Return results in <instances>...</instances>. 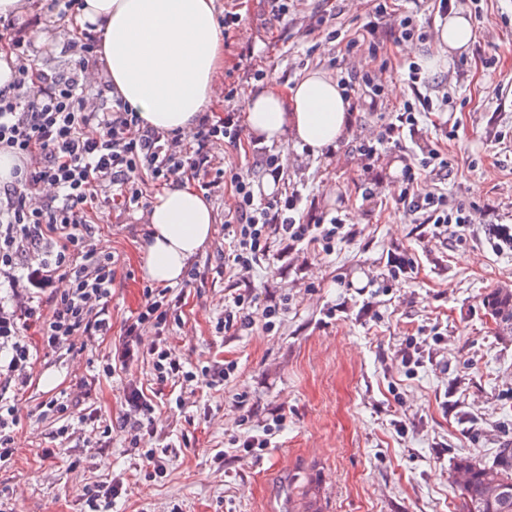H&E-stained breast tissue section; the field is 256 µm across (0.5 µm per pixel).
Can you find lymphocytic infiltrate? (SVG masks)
I'll return each mask as SVG.
<instances>
[{"label":"lymphocytic infiltrate","instance_id":"1","mask_svg":"<svg viewBox=\"0 0 512 512\" xmlns=\"http://www.w3.org/2000/svg\"><path fill=\"white\" fill-rule=\"evenodd\" d=\"M10 61V82L0 88V151L18 163L11 179L0 182V289H9L8 303L0 302V377L24 385L33 357L31 336L54 349L74 336H104L112 325L102 301L112 294L117 270L111 255L91 241L89 213L101 201L122 199L138 204L146 183H168L184 176L206 180L214 169L213 142H239L241 126L235 113L213 122L201 117L194 142L185 145L179 132L144 124L138 112L120 96L104 100L90 82L101 50V39L83 29L65 49L75 61L60 71L39 65V52L23 28H15L4 45ZM441 103L427 96L404 101L392 109L374 144H401L418 129L422 112L441 111ZM429 152L419 165H407L402 200L413 210L425 211L435 227L467 223L462 207L450 205L438 191H422L421 173L438 160ZM234 203L227 223L234 233L233 268L252 270L268 257L273 244L284 252L299 245L316 246L328 254L344 228L342 218L304 223L299 190L269 199L255 197L247 177L225 176ZM65 289H57L59 279ZM146 303L124 324L125 341L117 353L120 365L136 356L133 341L145 325L163 328L178 316L181 293L171 288H149ZM250 292L235 294L224 308V329L236 326L264 329L276 326L280 308L264 306L254 313Z\"/></svg>","mask_w":512,"mask_h":512}]
</instances>
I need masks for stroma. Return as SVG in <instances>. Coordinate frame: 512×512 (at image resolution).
<instances>
[{"instance_id":"obj_1","label":"stroma","mask_w":512,"mask_h":512,"mask_svg":"<svg viewBox=\"0 0 512 512\" xmlns=\"http://www.w3.org/2000/svg\"><path fill=\"white\" fill-rule=\"evenodd\" d=\"M375 2L293 0L278 18L267 0H215L241 21L224 41L210 115L244 114L241 93L256 85L249 67L281 85L312 70H364L368 42L348 55L328 33L354 34ZM48 4L30 0L24 16L35 44L57 46L42 63L65 71L72 57L62 46L79 25ZM464 10L475 26L467 52L422 70L414 88L403 70L383 72L380 110L352 98V134L331 155L271 144L286 160L275 190H302L305 223L338 215L347 224L331 254L285 256L276 245L251 273L257 304L281 307L278 330L219 326L240 289L224 265L233 194L220 183L208 197L213 237L192 262L197 279L179 320L145 327L143 359L112 371L123 325L145 304V226L139 209L97 210L92 241L118 271L106 304L112 330L82 348L39 350L27 386L7 388L17 423L14 453L0 462V512H285L291 484L315 488L322 512H457L456 461L489 462L512 443V329L487 306L492 293L512 292V250H493L488 235L493 224L512 228V0H470ZM416 93L447 97L446 111L422 114L416 138L363 159L359 147L377 136L386 111ZM257 148L245 132L237 146L221 142L212 153L218 168L258 185ZM432 149L448 161L438 190L471 218L439 235L398 200L405 165ZM158 341L185 370L207 372V382L156 386L146 352ZM136 388L156 406L142 415L143 430L106 432L130 416L126 399ZM55 397L67 412L45 415ZM268 427L272 446L261 455L228 452L231 437ZM152 448L166 449L164 469L148 462ZM115 480L121 495L106 496Z\"/></svg>"}]
</instances>
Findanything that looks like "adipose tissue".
<instances>
[{"mask_svg": "<svg viewBox=\"0 0 512 512\" xmlns=\"http://www.w3.org/2000/svg\"><path fill=\"white\" fill-rule=\"evenodd\" d=\"M77 21L102 30L105 76L145 123L185 137L194 132L224 66L215 0H84ZM244 99L247 128L265 144L292 141L319 157L352 131L349 99L321 71L283 89L247 91ZM142 217L146 278L180 283L212 239L209 201L189 181H176L154 195Z\"/></svg>", "mask_w": 512, "mask_h": 512, "instance_id": "1", "label": "adipose tissue"}]
</instances>
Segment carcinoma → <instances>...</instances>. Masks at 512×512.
Returning a JSON list of instances; mask_svg holds the SVG:
<instances>
[{
    "instance_id": "carcinoma-1",
    "label": "carcinoma",
    "mask_w": 512,
    "mask_h": 512,
    "mask_svg": "<svg viewBox=\"0 0 512 512\" xmlns=\"http://www.w3.org/2000/svg\"><path fill=\"white\" fill-rule=\"evenodd\" d=\"M488 307L491 316L499 323L512 325V293H493L488 298ZM457 466L470 471L469 483L458 488L459 512H512V448L505 446L499 449L490 464L461 459ZM493 482L506 486V499L493 503L486 499V489Z\"/></svg>"
}]
</instances>
